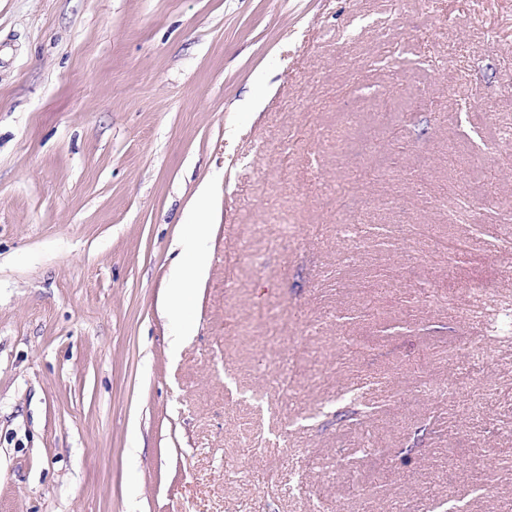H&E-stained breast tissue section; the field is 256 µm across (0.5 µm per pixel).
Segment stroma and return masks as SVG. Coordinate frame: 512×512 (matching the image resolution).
<instances>
[{
	"label": "stroma",
	"instance_id": "obj_1",
	"mask_svg": "<svg viewBox=\"0 0 512 512\" xmlns=\"http://www.w3.org/2000/svg\"><path fill=\"white\" fill-rule=\"evenodd\" d=\"M509 127L512 0H0V512H512ZM186 221L190 233L184 245L194 253L195 260L192 264L183 267L167 286L164 305L168 315L180 314L193 303L200 270L208 260L205 253L196 249L197 243L208 235L211 224V204L207 184H202L196 191L187 211Z\"/></svg>",
	"mask_w": 512,
	"mask_h": 512
}]
</instances>
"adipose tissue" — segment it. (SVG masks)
<instances>
[{
	"label": "adipose tissue",
	"mask_w": 512,
	"mask_h": 512,
	"mask_svg": "<svg viewBox=\"0 0 512 512\" xmlns=\"http://www.w3.org/2000/svg\"><path fill=\"white\" fill-rule=\"evenodd\" d=\"M186 221L190 233L184 245L186 249L194 251L195 260L183 267L167 286L164 305L167 314L170 315L182 313L193 303L200 270L207 262L206 254L196 249L197 243L206 238L211 223V204L207 186H200L196 191L187 211Z\"/></svg>",
	"instance_id": "adipose-tissue-1"
}]
</instances>
